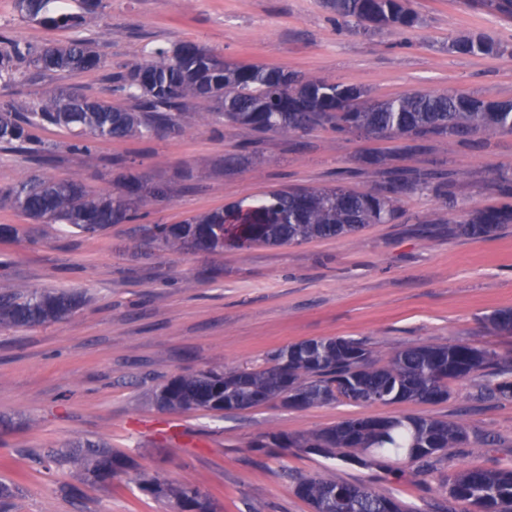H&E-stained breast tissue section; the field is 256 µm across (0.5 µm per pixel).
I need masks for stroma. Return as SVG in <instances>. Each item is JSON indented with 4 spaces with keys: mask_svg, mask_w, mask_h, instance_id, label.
Wrapping results in <instances>:
<instances>
[{
    "mask_svg": "<svg viewBox=\"0 0 512 512\" xmlns=\"http://www.w3.org/2000/svg\"><path fill=\"white\" fill-rule=\"evenodd\" d=\"M81 27L54 29L23 17L16 0H0V33L41 49L75 37L92 42L95 70L37 72L20 63L0 81V105L23 108L60 89L132 107L113 93V76L157 49L193 41L225 59L355 84L377 98L459 91L512 101V55H459L452 38L468 33L512 45V15L475 0H413L422 23L377 33L334 21L322 0H101ZM212 104L193 101L179 134L149 140H99L96 165L68 152L74 136L32 128L34 140L57 145L55 162L0 151V188L30 175L78 179L94 193L112 190L125 169L169 184L170 201L148 208L145 224H176L191 215L291 187L345 184L371 190L377 177L359 172L370 151L392 167L443 172L448 194L413 193L401 216L353 236L298 244L227 247L210 253L129 251L130 224L77 235L61 224H35L0 204V224L20 230L0 240V288L78 291L85 306L72 318L31 328H0V479L20 488L11 512H174L139 490L132 473L88 485L71 465L48 463L50 449L78 440L109 442L137 468L190 483L216 500L218 512H311L294 493L297 478L319 474L394 494L412 512H446L448 479L464 467H512V400L488 387L512 378V334L493 332L487 316L512 308V224L490 237L450 233L445 197L471 208L500 203L499 174L512 173V134L460 144L341 134L318 127L295 138L258 134L223 122ZM238 160L224 168L225 157ZM365 341L375 359L422 345L465 343L496 350L498 363L454 381L446 403L363 404L303 409L264 405L217 414L158 409L162 381L208 369L264 365L269 353L307 339ZM413 415L458 423L469 445L451 448L417 476L395 480L397 463L361 467L291 448L256 452L268 430L320 431L356 417ZM79 488V496L66 487Z\"/></svg>",
    "mask_w": 512,
    "mask_h": 512,
    "instance_id": "35a3bbf8",
    "label": "stroma"
}]
</instances>
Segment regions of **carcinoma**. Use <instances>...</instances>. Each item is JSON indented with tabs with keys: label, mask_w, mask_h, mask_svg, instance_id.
<instances>
[{
	"label": "carcinoma",
	"mask_w": 512,
	"mask_h": 512,
	"mask_svg": "<svg viewBox=\"0 0 512 512\" xmlns=\"http://www.w3.org/2000/svg\"><path fill=\"white\" fill-rule=\"evenodd\" d=\"M58 0H17L21 14L56 29H73L82 17L53 9ZM336 20L364 30H409L421 20L411 0H324ZM449 49L461 55L504 53L509 46L482 35H461ZM29 61L45 70H94L100 57L84 39L34 53L0 35V79ZM115 91L135 100L134 108L115 107L61 90L24 110H0V147L24 150L30 129L38 125L65 127L80 137L68 151L94 159L82 139H150L181 130L189 99L216 105L224 122L260 132L297 135L316 126L339 133L382 135L417 142L428 137L468 141L475 135L512 133V103L456 92L413 93L373 99L364 89L344 82L288 73L279 68L224 61L199 44L180 42L113 78ZM362 166L379 177L374 190L358 192L343 185L331 188H289L271 191L241 206L192 216L179 224H147L142 233L168 251L213 252L229 244L239 250L258 245L300 243L354 234L370 224L400 217L399 202L415 189L433 187L448 195L444 173H407L387 166V158L370 152ZM170 198L165 184L139 175H124L118 191L89 193L74 180H27L0 190V200L29 219L66 224L78 233L98 234L114 224H129L140 211ZM457 232L486 238L502 224L512 223V204L460 209ZM80 292L42 288L0 291V326L31 327L66 319L85 303ZM497 333H512V309L488 317ZM498 359L489 348L468 344L424 345L394 352L376 363L366 345L353 338L304 340L271 352L266 366L204 370L175 376L153 393L162 410L203 409L233 412L270 403L305 408L318 403L353 401L364 404L448 400L450 383ZM469 443L466 429L456 423L410 415L357 417L331 428L294 436L271 430L252 445L263 454L289 448L334 458L343 453L360 465L390 456L407 463L427 461L450 448ZM79 466L83 480L105 484L132 468L104 440L78 441L67 451H52ZM136 484L156 499H166L186 512H216L214 500L191 483L173 484L145 471ZM294 492L312 512H405L390 493L365 485L337 483L320 476L299 480ZM448 499L466 503L473 512H512V468H464L448 479Z\"/></svg>",
	"instance_id": "obj_1"
}]
</instances>
